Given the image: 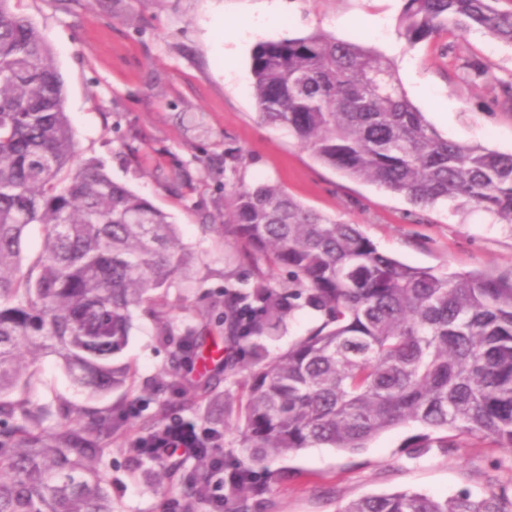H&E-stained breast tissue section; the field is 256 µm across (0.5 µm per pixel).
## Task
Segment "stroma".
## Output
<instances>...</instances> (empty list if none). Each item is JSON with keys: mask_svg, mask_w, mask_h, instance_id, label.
Listing matches in <instances>:
<instances>
[{"mask_svg": "<svg viewBox=\"0 0 512 512\" xmlns=\"http://www.w3.org/2000/svg\"><path fill=\"white\" fill-rule=\"evenodd\" d=\"M278 8L281 21L264 29L252 20ZM16 10L40 30L65 89V108L81 158H93L168 213L192 263L169 291L166 323L143 311L122 358L137 369L134 391L93 397L76 388L54 357L35 364L47 396L77 408L123 402L127 423L139 413L163 421L180 417L198 428L223 416L239 385L195 362L174 366L164 325L197 326L221 340L208 317L224 290L264 274L279 285L281 268L244 257L225 237L224 156L237 150V175L246 183H275L305 206L358 225L379 251L411 266L441 273L512 269V224L486 212L441 202L421 209L378 185L349 178L317 161L284 129L261 122L252 91L251 58L264 42L315 30L412 59L430 95L422 97L405 71L397 76L409 99L448 140L512 153V110L496 101L494 82L512 77V45L481 31L440 34L407 46L397 34L402 0H17ZM381 16L382 36L366 18ZM483 77H475L474 69ZM210 376L217 403L188 409L172 381L194 384ZM423 425H397L348 453L305 448L282 463L288 477L272 485L261 512H342L351 500L406 490L438 499L462 491L512 496V448L474 440L463 448H433L414 457L410 440ZM114 512H170L183 501L190 466L140 462L113 451Z\"/></svg>", "mask_w": 512, "mask_h": 512, "instance_id": "stroma-1", "label": "stroma"}]
</instances>
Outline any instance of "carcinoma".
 Masks as SVG:
<instances>
[{
  "mask_svg": "<svg viewBox=\"0 0 512 512\" xmlns=\"http://www.w3.org/2000/svg\"><path fill=\"white\" fill-rule=\"evenodd\" d=\"M0 0V512H113L112 447L143 463L173 445L167 425L121 408L75 411L36 399L38 370L23 349L55 357L91 395L129 388L120 361L132 310L167 313L173 276L188 263L175 224L148 199L79 159L63 80L39 30ZM398 34L413 46L441 33L479 29L512 45V11L499 0H402ZM262 122L285 128L322 164L421 207L450 201L512 224V155L448 141L407 98L381 52L322 31L265 42L251 58ZM32 224L44 250L27 260ZM224 236L288 271L277 288L257 276L224 286V335L236 346L218 366L245 374L228 406L236 451L217 459L221 433L178 429L193 440L195 467L183 500L223 512H260V496L286 471L275 463L303 448L354 453L405 422L423 434L412 447L459 448L490 439L512 448V271L439 274L380 253L356 224L330 219L275 184H229ZM303 304L318 323L271 355ZM172 361L204 348L194 327L169 330ZM196 406L208 384L180 388ZM342 512H512L492 495L451 499L396 491L364 496Z\"/></svg>",
  "mask_w": 512,
  "mask_h": 512,
  "instance_id": "obj_1",
  "label": "carcinoma"
}]
</instances>
